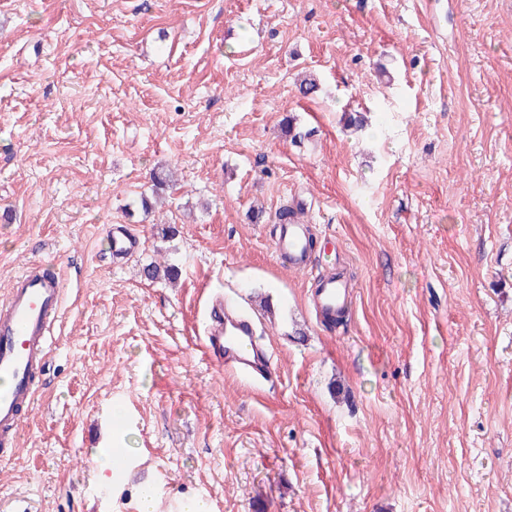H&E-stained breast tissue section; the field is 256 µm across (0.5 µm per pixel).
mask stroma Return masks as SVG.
I'll return each mask as SVG.
<instances>
[{"instance_id":"35a3bbf8","label":"stroma","mask_w":512,"mask_h":512,"mask_svg":"<svg viewBox=\"0 0 512 512\" xmlns=\"http://www.w3.org/2000/svg\"><path fill=\"white\" fill-rule=\"evenodd\" d=\"M293 201L309 271L273 249ZM32 263L64 304L0 512H512V0H0V295ZM217 295L270 381L209 360ZM107 245L114 260L122 259L132 254L139 246V240L124 224L109 226ZM349 288L348 282L342 276L336 277V274L320 280L312 294V303L322 320L333 323L336 319V310L347 307Z\"/></svg>"}]
</instances>
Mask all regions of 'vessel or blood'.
<instances>
[{
	"label": "vessel or blood",
	"instance_id": "vessel-or-blood-1",
	"mask_svg": "<svg viewBox=\"0 0 512 512\" xmlns=\"http://www.w3.org/2000/svg\"><path fill=\"white\" fill-rule=\"evenodd\" d=\"M107 245L113 259L132 254L138 239L122 224L110 225ZM275 249L289 266L304 268L312 262L308 227L282 224L275 236ZM349 284L329 275L320 280L312 303L322 320L333 322L337 310L346 308ZM63 307V288L57 276H43L38 266L15 276L0 297V450L17 446L20 424L37 396V378L47 363L51 331ZM204 346L213 364L264 382L276 374L270 356L252 336L250 323L214 301Z\"/></svg>",
	"mask_w": 512,
	"mask_h": 512
}]
</instances>
